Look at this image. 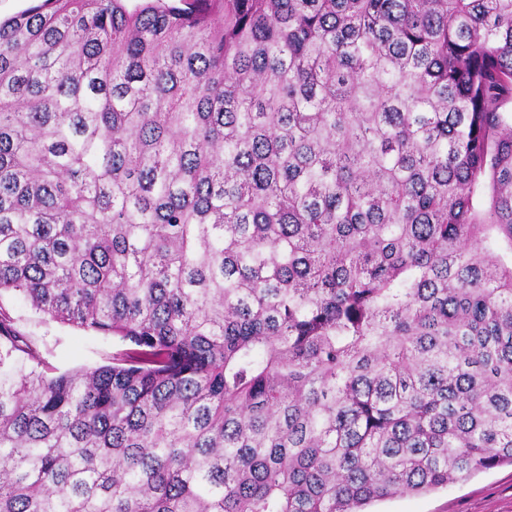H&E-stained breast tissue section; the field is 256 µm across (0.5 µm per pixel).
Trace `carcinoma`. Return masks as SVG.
<instances>
[{
    "label": "carcinoma",
    "mask_w": 512,
    "mask_h": 512,
    "mask_svg": "<svg viewBox=\"0 0 512 512\" xmlns=\"http://www.w3.org/2000/svg\"><path fill=\"white\" fill-rule=\"evenodd\" d=\"M2 291L128 348L51 374L0 305V512L512 464V0H38L0 23Z\"/></svg>",
    "instance_id": "1"
}]
</instances>
